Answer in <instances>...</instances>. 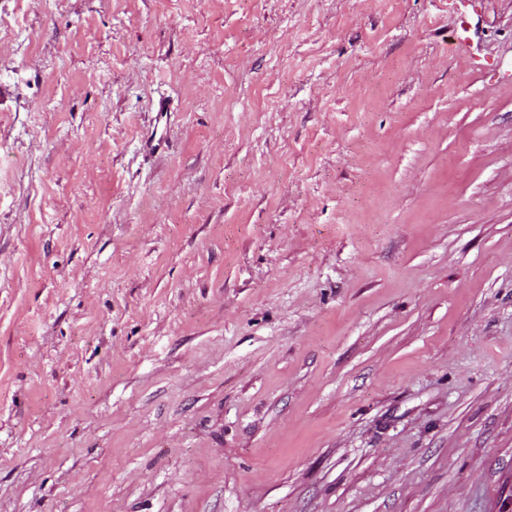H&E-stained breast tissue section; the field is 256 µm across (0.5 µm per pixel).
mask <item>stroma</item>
Returning <instances> with one entry per match:
<instances>
[{
  "instance_id": "obj_1",
  "label": "stroma",
  "mask_w": 512,
  "mask_h": 512,
  "mask_svg": "<svg viewBox=\"0 0 512 512\" xmlns=\"http://www.w3.org/2000/svg\"><path fill=\"white\" fill-rule=\"evenodd\" d=\"M0 512H512V0H0Z\"/></svg>"
}]
</instances>
